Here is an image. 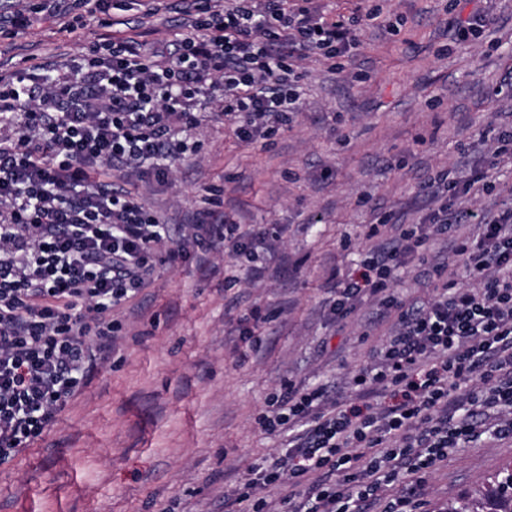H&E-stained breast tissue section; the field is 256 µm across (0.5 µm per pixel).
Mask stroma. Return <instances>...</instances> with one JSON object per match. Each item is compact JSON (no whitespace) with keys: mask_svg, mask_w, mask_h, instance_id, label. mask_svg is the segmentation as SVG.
I'll return each mask as SVG.
<instances>
[{"mask_svg":"<svg viewBox=\"0 0 512 512\" xmlns=\"http://www.w3.org/2000/svg\"><path fill=\"white\" fill-rule=\"evenodd\" d=\"M376 2L389 27L366 28L344 72L306 63L302 110L284 135L245 144L214 113L201 148L168 181L124 179L174 232L209 192L221 193L230 221L281 229L278 255L239 257L230 289L220 248L157 266L151 285L116 310L124 329L109 359L28 451L0 466V512H224L249 468L288 444L256 423L268 395L288 381L343 391L368 362L380 339L360 333L376 306L327 317L329 270L353 269L380 212L417 223L426 206L419 186L440 170L470 167L486 151L483 133L512 127V86L503 84L512 77V0H482L495 22L464 45L448 27L459 0ZM165 3L150 15L139 0H112V18L125 35L161 45L188 29L181 0ZM96 30L91 21L71 34L58 19L38 18L0 39V66L74 54ZM493 180L492 193L452 197L449 206L512 204V162ZM316 213L323 223H310ZM345 238L353 249L341 248ZM256 307L270 320L255 349L239 332ZM509 462L512 439L482 434L449 450L422 501H452Z\"/></svg>","mask_w":512,"mask_h":512,"instance_id":"1","label":"stroma"}]
</instances>
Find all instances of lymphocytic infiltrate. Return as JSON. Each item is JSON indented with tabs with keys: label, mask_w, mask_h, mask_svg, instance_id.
Returning a JSON list of instances; mask_svg holds the SVG:
<instances>
[{
	"label": "lymphocytic infiltrate",
	"mask_w": 512,
	"mask_h": 512,
	"mask_svg": "<svg viewBox=\"0 0 512 512\" xmlns=\"http://www.w3.org/2000/svg\"><path fill=\"white\" fill-rule=\"evenodd\" d=\"M0 18V35L35 16H65V30L95 16L101 29L63 63L0 72V463L31 447L107 359L122 326L116 307L151 282L157 264H179L217 246L272 259L262 224L223 223L220 199L197 212L181 241L112 172L165 179L210 109L252 143L288 132L301 110L299 67L352 56L378 6L353 0L329 14L317 0H184L191 31L163 46L110 31L112 0H30ZM489 163L463 177L439 171L419 195L437 207L415 224L384 215L369 225L357 271L331 272L329 313L346 317L364 298L393 321L355 370L351 393L285 383L257 418L290 432L284 454L256 463L229 512H269L262 495L285 488L288 512H417L421 478L472 442L475 414L495 410L498 438H512V206L493 215L449 211L448 192L486 193L490 170L512 160V129L487 147ZM478 220L481 234L459 236ZM450 241L453 263L434 241ZM412 274L429 296L394 291Z\"/></svg>",
	"instance_id": "f902f5d3"
}]
</instances>
